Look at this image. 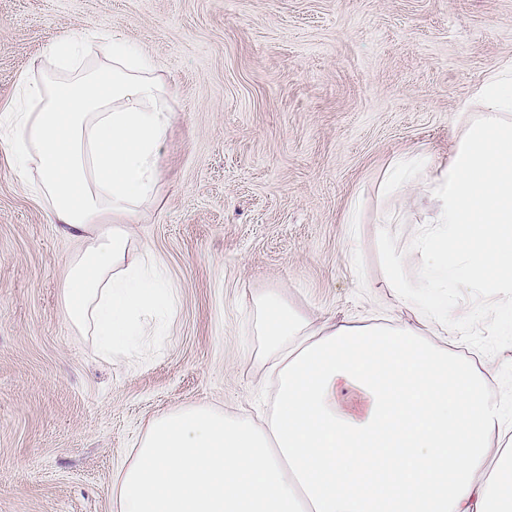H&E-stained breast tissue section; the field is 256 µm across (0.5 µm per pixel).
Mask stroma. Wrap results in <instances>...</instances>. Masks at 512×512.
I'll list each match as a JSON object with an SVG mask.
<instances>
[{"instance_id": "obj_1", "label": "stroma", "mask_w": 512, "mask_h": 512, "mask_svg": "<svg viewBox=\"0 0 512 512\" xmlns=\"http://www.w3.org/2000/svg\"><path fill=\"white\" fill-rule=\"evenodd\" d=\"M112 31L155 58L173 95L156 201L134 237L175 290L161 335L106 360L73 331L50 224L0 146V512H112V474L148 422L271 399L258 296L314 319L415 323L384 279L385 241L430 216L382 196L396 157L443 163L451 117L512 65V0H0V107L65 32ZM395 223H387V216ZM452 288L446 348L492 365L512 406V307Z\"/></svg>"}]
</instances>
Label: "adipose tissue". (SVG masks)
Listing matches in <instances>:
<instances>
[{
  "instance_id": "1",
  "label": "adipose tissue",
  "mask_w": 512,
  "mask_h": 512,
  "mask_svg": "<svg viewBox=\"0 0 512 512\" xmlns=\"http://www.w3.org/2000/svg\"><path fill=\"white\" fill-rule=\"evenodd\" d=\"M48 46L52 68L0 109L21 176L37 175L47 217L83 249L66 258L61 299L76 332L111 357L152 335L173 290L128 226L157 196L170 90L156 63L103 34ZM447 164L393 162L382 193L428 202L430 225L385 247L389 288L434 325L315 323L279 292L262 298L277 387L259 417L206 403L153 418L112 479L113 512H512V411L490 375L437 344L448 302L427 288L512 289V67L463 105Z\"/></svg>"
}]
</instances>
